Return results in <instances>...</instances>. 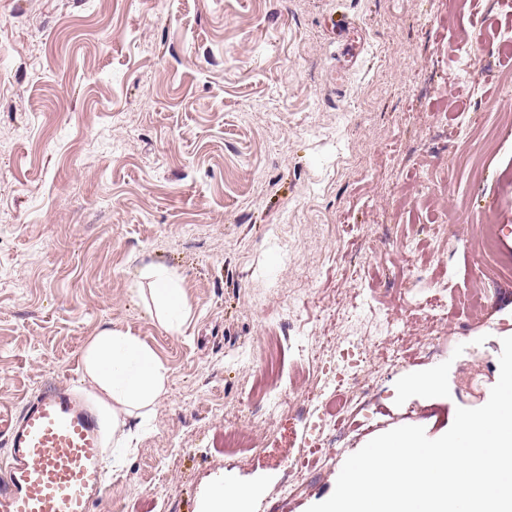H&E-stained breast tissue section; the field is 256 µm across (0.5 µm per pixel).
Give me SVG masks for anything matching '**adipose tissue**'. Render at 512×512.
<instances>
[{
    "instance_id": "adipose-tissue-1",
    "label": "adipose tissue",
    "mask_w": 512,
    "mask_h": 512,
    "mask_svg": "<svg viewBox=\"0 0 512 512\" xmlns=\"http://www.w3.org/2000/svg\"><path fill=\"white\" fill-rule=\"evenodd\" d=\"M154 297L164 328H173L189 316L182 288L165 270L157 272ZM81 358L112 459L120 461L135 438L127 426V416L144 415L157 406L166 393L168 369L138 337L112 328L93 336Z\"/></svg>"
}]
</instances>
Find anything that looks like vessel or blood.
<instances>
[{
    "label": "vessel or blood",
    "mask_w": 512,
    "mask_h": 512,
    "mask_svg": "<svg viewBox=\"0 0 512 512\" xmlns=\"http://www.w3.org/2000/svg\"><path fill=\"white\" fill-rule=\"evenodd\" d=\"M0 512H93L106 479L100 418L50 384L23 407L0 402Z\"/></svg>",
    "instance_id": "vessel-or-blood-1"
}]
</instances>
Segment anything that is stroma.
Listing matches in <instances>:
<instances>
[{
    "label": "stroma",
    "mask_w": 512,
    "mask_h": 512,
    "mask_svg": "<svg viewBox=\"0 0 512 512\" xmlns=\"http://www.w3.org/2000/svg\"><path fill=\"white\" fill-rule=\"evenodd\" d=\"M509 48L512 0H0V402L86 390L106 327L169 369L96 512H201L220 475L256 488L250 512H307L374 437L486 404L512 336ZM154 268L192 308L171 331ZM404 311L408 358L368 351L346 450L297 472L305 385ZM273 334L287 396L260 426ZM237 428L253 447H225Z\"/></svg>",
    "instance_id": "1"
}]
</instances>
